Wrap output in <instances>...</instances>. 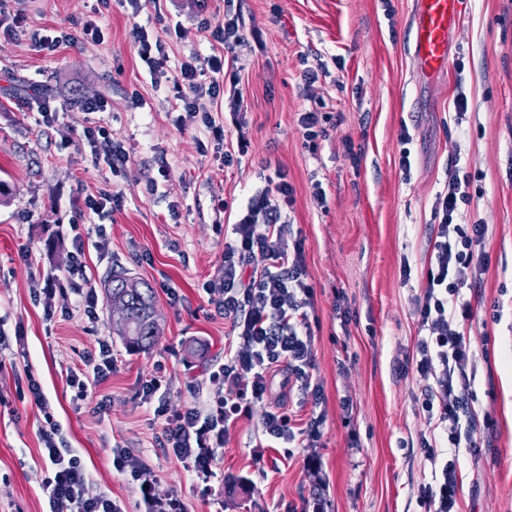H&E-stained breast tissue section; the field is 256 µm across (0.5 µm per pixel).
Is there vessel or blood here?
<instances>
[{
	"label": "vessel or blood",
	"mask_w": 512,
	"mask_h": 512,
	"mask_svg": "<svg viewBox=\"0 0 512 512\" xmlns=\"http://www.w3.org/2000/svg\"><path fill=\"white\" fill-rule=\"evenodd\" d=\"M412 22L413 55L428 74L437 76L448 67V33L459 16V0H419Z\"/></svg>",
	"instance_id": "vessel-or-blood-1"
}]
</instances>
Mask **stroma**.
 Masks as SVG:
<instances>
[{
  "mask_svg": "<svg viewBox=\"0 0 512 512\" xmlns=\"http://www.w3.org/2000/svg\"><path fill=\"white\" fill-rule=\"evenodd\" d=\"M93 5L9 0L8 26L0 28V180L12 190L0 202V327L11 344L0 359V512H49L38 435L47 411L93 488L123 512L146 506L138 483L113 468L115 448L140 455L154 495L177 494L186 512H422L426 423L415 400L414 299L431 254L435 197L458 166L470 177L458 223L489 227L468 333L477 356L473 406L489 424L479 456L460 453L459 512H512V0H464L448 36L450 65L434 78L413 57L417 0H238L252 32L235 53L251 146L229 167L202 121L177 124L183 109L170 77L189 54L213 52L197 0H157L152 19L110 0L103 40L87 41L80 24ZM169 20L182 21L181 34L166 31ZM137 24L166 46L159 81L138 57ZM49 28L77 40L38 51L31 35ZM307 66L325 68L326 77L306 86ZM135 92L138 108L130 104ZM46 96L56 112L50 125L38 110ZM461 96L467 112L459 119ZM98 97L111 103L103 119L129 153L117 177L95 163L82 136L83 103ZM312 109L326 115V134L309 147L298 118ZM62 128L69 140H61ZM404 128L407 172L399 165ZM278 169L293 188L288 219L303 240L313 288V380L323 398L313 402L283 368L272 376L270 399L302 422L322 416V436L314 449L289 456L261 447L264 407L253 406L225 430L216 476L205 485L156 448L161 424L141 384L158 377L172 412L208 400L206 379L224 361L230 324L202 285L217 274L234 208ZM317 184L326 194L321 205L312 198ZM99 189L119 194L121 208L80 216L79 191ZM75 224L84 234L103 229L110 241L107 254L88 255L98 295L121 270L153 288L160 332L149 351L126 348L108 303L93 321L79 309L66 280ZM24 247L32 251L28 266L18 256ZM47 274L59 286L50 319L31 298ZM171 288L178 300L169 298ZM100 341L112 346V373L90 387L108 401L103 415L91 402L75 403L66 384L67 372ZM30 372L44 385L47 410L19 396ZM310 456L319 463L313 473Z\"/></svg>",
  "mask_w": 512,
  "mask_h": 512,
  "instance_id": "stroma-1",
  "label": "stroma"
}]
</instances>
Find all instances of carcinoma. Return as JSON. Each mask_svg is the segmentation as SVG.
<instances>
[{
    "instance_id": "cac0c4a2",
    "label": "carcinoma",
    "mask_w": 512,
    "mask_h": 512,
    "mask_svg": "<svg viewBox=\"0 0 512 512\" xmlns=\"http://www.w3.org/2000/svg\"><path fill=\"white\" fill-rule=\"evenodd\" d=\"M108 297L113 302H121L127 310V327L120 336L129 349L135 352L150 350L159 332L153 289L144 282L126 279L122 271L114 272Z\"/></svg>"
}]
</instances>
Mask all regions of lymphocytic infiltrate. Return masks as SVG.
Masks as SVG:
<instances>
[{
    "mask_svg": "<svg viewBox=\"0 0 512 512\" xmlns=\"http://www.w3.org/2000/svg\"><path fill=\"white\" fill-rule=\"evenodd\" d=\"M210 36L219 47L218 53L204 61L194 54L182 60L173 87L187 118L201 119L219 140L224 130L206 113L205 100L223 99L235 127L245 124L239 82L226 78L237 46L246 39L245 24L234 9V0H224V19L215 24ZM83 137L94 160L104 162L112 174L122 173L129 155L108 129L94 121L84 128ZM468 186V175L453 170L435 198L433 249L424 287L415 300L421 330L415 370L423 381L420 400L427 422L419 445L431 473L430 479L418 486L424 512H457L459 451L466 448L476 455L483 446L479 416L472 405L476 359L466 336L475 310L464 289L475 277L478 265L474 249L483 244L489 227L457 223L458 205L469 199ZM292 193L282 172L268 177L266 187L252 195L237 214L232 238L224 244L220 276L204 285L209 303L231 323L224 362L209 375L211 394L206 406H190L171 415L165 405L154 404L155 415L164 420L157 437L159 447L182 459L204 484L213 476L212 462L225 429L252 405L265 407L260 428L267 443L287 446L299 440L311 445L321 436L322 417L310 418L298 429L288 411L267 403L272 374L281 367L287 368L301 390L310 392L313 399L321 397L320 387L312 383L314 354L307 309L313 291L307 282L303 241L294 236L287 219ZM90 246L97 253L107 252L105 232H98ZM90 246L82 236H74L67 280L84 315L92 321L99 298L87 274L86 249ZM111 371L112 348L99 342L97 349L86 351L81 367L67 375L75 401L91 400L97 411H105V400L94 399L89 381L104 379ZM26 380L31 402L45 410L47 396L40 381L31 374ZM228 384L239 385L235 397L225 396ZM39 438L42 455L51 468L43 481L51 512H123L108 494L91 491L81 457L46 410ZM112 466L138 480L148 512H184L178 495L154 496L152 482L144 476V464L127 449H113Z\"/></svg>",
    "mask_w": 512,
    "mask_h": 512,
    "instance_id": "f902f5d3",
    "label": "lymphocytic infiltrate"
}]
</instances>
